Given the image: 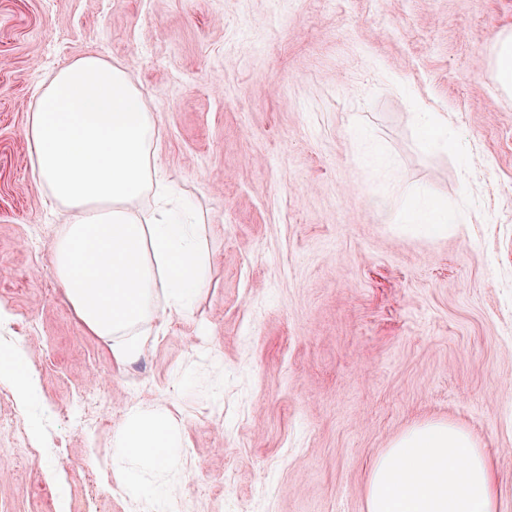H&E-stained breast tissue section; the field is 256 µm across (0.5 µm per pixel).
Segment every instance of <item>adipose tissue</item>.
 <instances>
[{
	"mask_svg": "<svg viewBox=\"0 0 512 512\" xmlns=\"http://www.w3.org/2000/svg\"><path fill=\"white\" fill-rule=\"evenodd\" d=\"M24 136L39 188L71 215L51 245L65 296L90 332L110 340L113 364L124 367L145 349L139 328L191 308L211 263L190 207L173 197L152 163L159 132L131 73L89 53L44 78ZM148 193L153 209L133 212ZM410 219L431 231L466 221L460 210L421 192ZM159 293L162 309L154 304ZM24 361L21 346L0 352V381L11 382L30 406L39 389ZM183 453L170 413L130 410L113 435V477L142 512H170V475ZM367 503L368 512H498V492L491 462L470 432L429 421L377 456Z\"/></svg>",
	"mask_w": 512,
	"mask_h": 512,
	"instance_id": "adipose-tissue-1",
	"label": "adipose tissue"
}]
</instances>
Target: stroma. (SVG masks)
<instances>
[{"mask_svg": "<svg viewBox=\"0 0 512 512\" xmlns=\"http://www.w3.org/2000/svg\"><path fill=\"white\" fill-rule=\"evenodd\" d=\"M512 0H0V512H133L112 479L130 408L169 409L193 512H366L414 424L466 427L512 512ZM125 67L192 205L209 284L124 368L66 301L23 128L46 72ZM448 120L439 150L417 114ZM413 187L465 205L425 233ZM493 70L497 83L507 94L512 92V31L500 32L496 41ZM23 348L10 346L0 354V381L11 382L17 389L25 407L39 400L37 383L27 372Z\"/></svg>", "mask_w": 512, "mask_h": 512, "instance_id": "35a3bbf8", "label": "stroma"}]
</instances>
